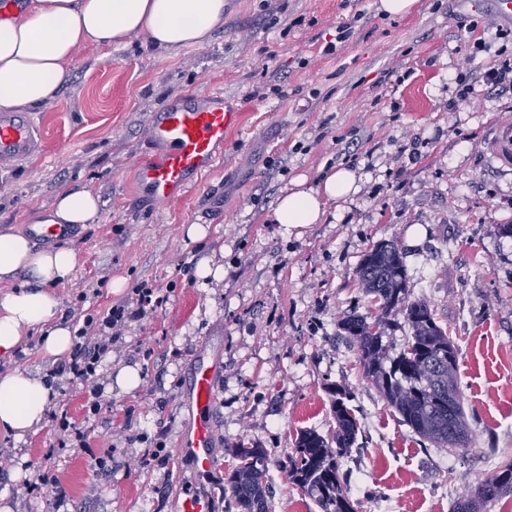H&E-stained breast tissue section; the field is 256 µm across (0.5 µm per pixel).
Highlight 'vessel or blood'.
I'll return each mask as SVG.
<instances>
[{
	"label": "vessel or blood",
	"mask_w": 512,
	"mask_h": 512,
	"mask_svg": "<svg viewBox=\"0 0 512 512\" xmlns=\"http://www.w3.org/2000/svg\"><path fill=\"white\" fill-rule=\"evenodd\" d=\"M241 123L237 110L224 106L223 92L206 97H175L150 117L151 149L136 166L140 190L159 204L181 199L199 176L211 169L216 149ZM41 134L33 118L25 112L0 113V162L13 163L38 151ZM489 150L499 168L512 170V123L493 127ZM36 239L55 241L68 238L65 224L26 226ZM214 364L201 362L194 369L190 394L195 416L182 438L199 470L209 471L214 464V433L211 415L216 403Z\"/></svg>",
	"instance_id": "b4317fda"
}]
</instances>
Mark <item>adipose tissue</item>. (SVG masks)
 I'll use <instances>...</instances> for the list:
<instances>
[{
	"instance_id": "ef3b65f1",
	"label": "adipose tissue",
	"mask_w": 512,
	"mask_h": 512,
	"mask_svg": "<svg viewBox=\"0 0 512 512\" xmlns=\"http://www.w3.org/2000/svg\"><path fill=\"white\" fill-rule=\"evenodd\" d=\"M224 8L225 0H28L22 8L0 6V112L35 109L54 99L82 47L119 45L133 35L161 49L197 46L223 24ZM359 189L357 172L343 165L314 183L301 175L278 197L270 218L302 229L320 223L329 203L347 201ZM100 206L93 189L65 190L48 209V221L92 224ZM76 265L71 248L37 247L18 230L0 233V280L13 284L0 293V357L13 358L36 332L45 354L71 351L73 330L61 317L53 287L70 281ZM54 395L48 377L19 368L0 375V435L18 441L38 431Z\"/></svg>"
}]
</instances>
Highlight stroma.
<instances>
[{"label":"stroma","mask_w":512,"mask_h":512,"mask_svg":"<svg viewBox=\"0 0 512 512\" xmlns=\"http://www.w3.org/2000/svg\"><path fill=\"white\" fill-rule=\"evenodd\" d=\"M375 2L227 0L223 25L200 46L158 49L134 35L81 48L58 97L33 110L42 150L0 167V232L24 229L61 190L92 188L100 219L67 239L76 271L54 288L64 319L81 326L84 313L143 284L167 301L128 322L99 367H138L136 390L106 391L107 408L94 414L81 383L57 380L52 409L85 432V447L58 448L51 419L22 441L0 438L17 468L0 476L12 512H54L52 491L23 488L46 472L67 512H181L191 496L229 512L225 479L238 449L251 446L270 454L269 512H320L289 484L284 463L299 430L333 432L330 383L348 389L360 426L342 467L361 512H451L457 496L512 459V238L499 233L512 224V170L486 150L491 129L512 122V93L485 78L512 61V19L494 0L477 13L467 0H419L396 18ZM348 20L350 38L326 53ZM479 40L486 50L466 60ZM216 90L241 111L240 128L195 189L158 205L135 179L151 114L180 94ZM342 164L360 189L329 204L321 223L298 235L270 222L295 176L315 181ZM188 224L209 225V237L186 238ZM391 242L411 299L434 309L460 349L468 450L414 435L339 335L344 315L371 307L355 281L363 256ZM204 262L223 265V278H196ZM116 277L123 292L106 285ZM203 358L218 366L206 472L181 446ZM107 451L111 461L98 467Z\"/></svg>","instance_id":"obj_1"}]
</instances>
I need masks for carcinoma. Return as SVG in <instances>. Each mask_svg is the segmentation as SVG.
Returning a JSON list of instances; mask_svg holds the SVG:
<instances>
[{
    "label": "carcinoma",
    "mask_w": 512,
    "mask_h": 512,
    "mask_svg": "<svg viewBox=\"0 0 512 512\" xmlns=\"http://www.w3.org/2000/svg\"><path fill=\"white\" fill-rule=\"evenodd\" d=\"M357 285L372 297L374 309L341 323L343 338L355 349L364 377L388 407L422 439L439 448H466L470 426L459 386V348L431 307L410 299L400 248L381 244L364 255ZM408 328L403 347L395 332ZM336 430L330 437L301 430L295 455L286 463L288 482L312 499L320 512H357L341 461L352 451L358 423L347 405V389L326 387ZM224 493L237 512H269L264 481L269 460L262 448L237 456ZM512 494V460L478 481L475 492L460 496L452 512H482L484 504Z\"/></svg>",
    "instance_id": "obj_1"
}]
</instances>
